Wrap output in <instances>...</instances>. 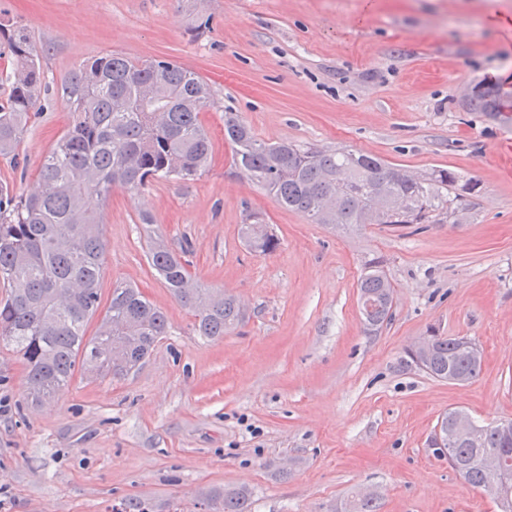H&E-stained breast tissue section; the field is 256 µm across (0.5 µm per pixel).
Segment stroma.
Instances as JSON below:
<instances>
[{
    "label": "stroma",
    "instance_id": "1",
    "mask_svg": "<svg viewBox=\"0 0 512 512\" xmlns=\"http://www.w3.org/2000/svg\"><path fill=\"white\" fill-rule=\"evenodd\" d=\"M512 0H0L27 25L53 96L0 183L36 184L38 163L73 120L55 92L91 57L168 60L213 88L201 113L209 168L191 180L115 189L104 207L100 284H131L168 316L150 356L123 378L76 371L48 403L24 399L21 361L0 350V512H201L209 491L243 487L252 512H339L372 490L378 512H492L436 454L438 420L512 417V110L471 109L495 71H512ZM271 142L376 155L401 168L478 182L464 223L339 228L279 207L233 164L224 115ZM153 221L141 223L142 212ZM262 217L278 238L250 251L238 229ZM163 239L194 278L234 296L223 338L154 274ZM379 263L392 317L365 324L358 283ZM466 336L480 375L454 385L410 363L429 330Z\"/></svg>",
    "mask_w": 512,
    "mask_h": 512
}]
</instances>
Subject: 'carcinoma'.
<instances>
[{
	"label": "carcinoma",
	"mask_w": 512,
	"mask_h": 512,
	"mask_svg": "<svg viewBox=\"0 0 512 512\" xmlns=\"http://www.w3.org/2000/svg\"><path fill=\"white\" fill-rule=\"evenodd\" d=\"M0 47L9 64V94L0 102V155L18 160L24 136L41 92L49 91L39 52L25 25L0 18ZM73 121L38 165V186L18 193L0 184V346H9L25 363L27 397L39 402L67 383L76 365L114 378L126 376L168 334L169 321L138 289L117 286L105 310L112 323H137L134 345L112 354V332L86 335L100 307V280L105 253L103 205L118 186L138 190L152 180H189L205 171L211 143L200 114L212 97L210 84L195 72L166 60L135 62L112 53L82 63L61 86ZM469 106L501 111L492 86L474 94ZM224 138L233 146L241 172L265 188L275 202L302 214L311 224L361 223L374 194L395 201L378 223L396 226L428 224L452 208H468L459 192L460 175L435 169L426 183L399 178V168L378 156L327 150L288 142H267L239 119L225 113ZM339 195L337 220L322 216V199ZM239 235L253 251L270 254L278 239L268 225L252 216ZM151 268L175 300L189 309L198 334L224 337L242 318L237 300L193 281L181 256L164 244L148 254ZM359 303L368 305L366 322L377 327L391 317L394 287L378 265L361 277ZM461 337H435L425 365L434 379L464 385L477 378L482 357L460 348ZM475 438L448 433V448L474 487H487L485 464H506L512 482V436L491 426H477ZM219 512H251L243 489L210 494ZM343 512H376L375 498L353 495Z\"/></svg>",
	"instance_id": "carcinoma-1"
}]
</instances>
